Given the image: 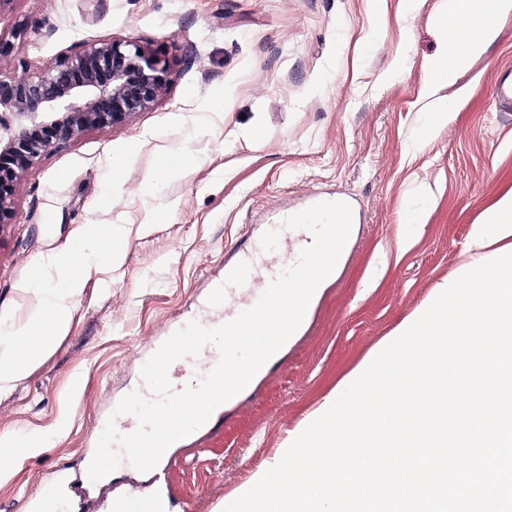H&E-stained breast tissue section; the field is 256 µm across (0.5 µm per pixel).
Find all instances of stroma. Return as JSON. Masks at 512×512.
Masks as SVG:
<instances>
[{"instance_id": "35a3bbf8", "label": "stroma", "mask_w": 512, "mask_h": 512, "mask_svg": "<svg viewBox=\"0 0 512 512\" xmlns=\"http://www.w3.org/2000/svg\"><path fill=\"white\" fill-rule=\"evenodd\" d=\"M439 0H9L0 70L38 69L80 43L135 38L168 61L171 81L123 126L91 129L45 154L14 190L0 224V315L32 302L33 261L68 255L93 224L112 225L123 260L83 272V292L56 349L0 396V435L68 419L39 455L13 447L0 512L39 503L64 469V512H109L155 479L122 464L88 481L100 421L141 383V368L177 321L222 318L207 297L226 265L280 225L275 258L308 240L284 220L343 200L356 215L335 276L307 325L254 389L197 429L167 462L172 512H221L338 383L462 263L473 224L512 193V104L494 93L512 66V13L432 124L428 68L442 50ZM45 20L46 29L33 23ZM196 164L163 175L184 153ZM419 223H411V212ZM80 388H73V380ZM114 415V414H113Z\"/></svg>"}]
</instances>
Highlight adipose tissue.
Listing matches in <instances>:
<instances>
[{"instance_id": "ef3b65f1", "label": "adipose tissue", "mask_w": 512, "mask_h": 512, "mask_svg": "<svg viewBox=\"0 0 512 512\" xmlns=\"http://www.w3.org/2000/svg\"><path fill=\"white\" fill-rule=\"evenodd\" d=\"M511 11L512 0H440L432 21L443 37L444 51L430 68L431 85H455L494 40L497 17ZM121 254L111 225L97 224L78 239L67 260L55 254L36 260L38 271L58 270L60 283L33 288L34 300L24 321H0L1 394L40 365L66 334L74 302L83 291V268L115 262Z\"/></svg>"}]
</instances>
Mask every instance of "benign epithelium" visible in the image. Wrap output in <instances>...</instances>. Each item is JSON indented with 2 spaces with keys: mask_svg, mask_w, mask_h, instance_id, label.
<instances>
[{
  "mask_svg": "<svg viewBox=\"0 0 512 512\" xmlns=\"http://www.w3.org/2000/svg\"><path fill=\"white\" fill-rule=\"evenodd\" d=\"M170 80L166 59L136 38L83 43L35 72L0 71V223L14 216L15 184L47 152L123 125Z\"/></svg>",
  "mask_w": 512,
  "mask_h": 512,
  "instance_id": "1",
  "label": "benign epithelium"
}]
</instances>
